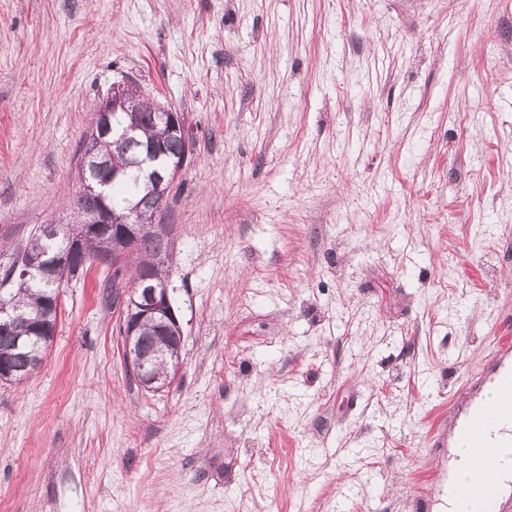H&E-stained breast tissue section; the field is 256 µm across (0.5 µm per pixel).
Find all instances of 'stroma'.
Listing matches in <instances>:
<instances>
[{"label": "stroma", "mask_w": 512, "mask_h": 512, "mask_svg": "<svg viewBox=\"0 0 512 512\" xmlns=\"http://www.w3.org/2000/svg\"><path fill=\"white\" fill-rule=\"evenodd\" d=\"M194 142L159 219L182 366L112 265L0 382V512H444L448 419L512 334V0H0V274L113 83Z\"/></svg>", "instance_id": "obj_1"}]
</instances>
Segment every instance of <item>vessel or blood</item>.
Listing matches in <instances>:
<instances>
[{
  "label": "vessel or blood",
  "mask_w": 512,
  "mask_h": 512,
  "mask_svg": "<svg viewBox=\"0 0 512 512\" xmlns=\"http://www.w3.org/2000/svg\"><path fill=\"white\" fill-rule=\"evenodd\" d=\"M488 384L492 404L474 401L468 407L463 426L469 435L470 480L475 494L473 512H512L487 473L494 459L512 452V339L500 338L491 353Z\"/></svg>",
  "instance_id": "obj_1"
}]
</instances>
